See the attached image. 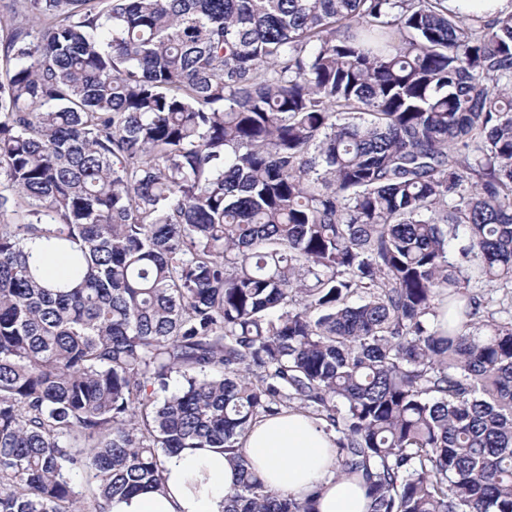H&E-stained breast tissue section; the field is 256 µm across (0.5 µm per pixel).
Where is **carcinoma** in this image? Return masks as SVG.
<instances>
[{
  "mask_svg": "<svg viewBox=\"0 0 512 512\" xmlns=\"http://www.w3.org/2000/svg\"><path fill=\"white\" fill-rule=\"evenodd\" d=\"M3 8L0 512H108L183 448L226 512H317L242 453L289 410L368 512H512V12Z\"/></svg>",
  "mask_w": 512,
  "mask_h": 512,
  "instance_id": "1",
  "label": "carcinoma"
}]
</instances>
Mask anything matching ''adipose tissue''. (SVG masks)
<instances>
[{"label": "adipose tissue", "instance_id": "adipose-tissue-1", "mask_svg": "<svg viewBox=\"0 0 512 512\" xmlns=\"http://www.w3.org/2000/svg\"><path fill=\"white\" fill-rule=\"evenodd\" d=\"M332 446L310 418L296 412L257 423L243 443L269 490L300 497L318 485V512H367L360 484L337 478ZM233 483L222 449L186 448L166 458L164 491L113 500L110 512H224Z\"/></svg>", "mask_w": 512, "mask_h": 512}]
</instances>
